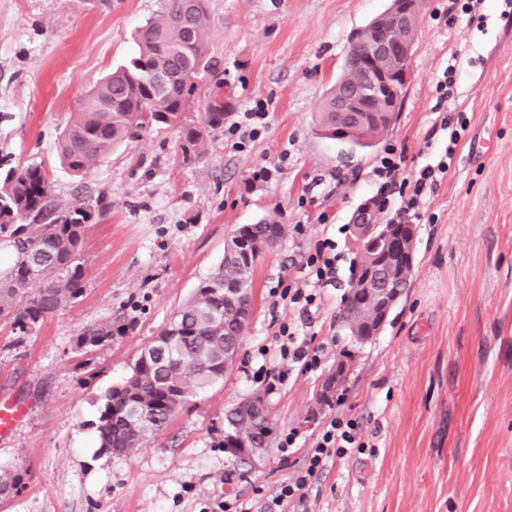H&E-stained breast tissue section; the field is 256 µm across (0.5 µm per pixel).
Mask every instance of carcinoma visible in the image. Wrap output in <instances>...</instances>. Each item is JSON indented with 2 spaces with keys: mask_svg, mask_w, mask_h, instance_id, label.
<instances>
[{
  "mask_svg": "<svg viewBox=\"0 0 512 512\" xmlns=\"http://www.w3.org/2000/svg\"><path fill=\"white\" fill-rule=\"evenodd\" d=\"M191 3V41L184 40L174 21L183 0H168L163 12L136 30L135 54L96 83L73 112L59 142V156L74 175H85L114 148L161 128L179 129L183 160L192 161L206 153L208 130L223 122L224 113L208 112L199 124L186 121L199 89L185 82V76L194 73L203 78L209 69L207 0ZM153 69L169 73L165 87L145 83L144 72ZM354 76L355 71L341 67L323 100L319 127L327 138L351 147H370L394 126L397 113L362 112L345 134H336V113L328 111V106ZM107 209L101 200L92 204L76 197L69 203L60 202L41 163L14 167L0 176V240L10 242L17 254L9 276L0 279V316L11 319L17 342L32 335L63 303L81 296L80 256L86 228ZM241 230L245 231V247L253 264L259 257L255 243L270 250L284 235L283 224L274 217L245 224ZM369 253V249H358L350 282L364 277L379 262L377 258L366 260ZM63 269L67 277L56 279ZM253 272L252 267L224 260L201 281L159 332L170 335L174 356L163 362L138 356L135 364L142 365L143 370L125 381L118 398L110 392L105 395L104 409L95 423L100 447L138 450L167 428L176 414L171 402L178 398L182 406L224 376V348H239L247 330L243 313L253 305ZM40 281L43 287L31 298L20 307L13 305L18 290ZM410 284L405 263L393 258L382 266V275L372 279L375 288H399L403 292ZM366 315V307L356 296H344L338 312L341 324L362 322ZM134 323L135 318L122 310L111 321L88 324L77 337L76 346L91 353L113 336L125 334ZM131 403L145 407L147 412L149 431L142 441L135 438L125 420V408ZM224 420L236 423L241 437L261 446L273 432V423L264 414H248L239 406L228 410Z\"/></svg>",
  "mask_w": 512,
  "mask_h": 512,
  "instance_id": "cac0c4a2",
  "label": "carcinoma"
}]
</instances>
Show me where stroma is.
<instances>
[{
	"label": "stroma",
	"mask_w": 512,
	"mask_h": 512,
	"mask_svg": "<svg viewBox=\"0 0 512 512\" xmlns=\"http://www.w3.org/2000/svg\"><path fill=\"white\" fill-rule=\"evenodd\" d=\"M388 0H208L213 73L187 115L220 107L209 150L184 161L175 128L112 152L85 178L60 165L59 137L88 89L135 52L133 34L163 0H0V171L43 163L57 196L105 198L109 210L83 241L82 295L17 342L0 318V398L26 415L0 436V466L21 471L0 512H281L273 499L303 467L324 424L356 418L365 447L309 487L308 512H512V25L507 0H482L478 21L421 0L399 117L383 144L350 149L321 135L317 116L351 40ZM457 74L447 106L462 116L454 156L417 222L412 286L372 341L352 342L336 321L355 259L351 217L376 192L370 171L385 146L407 172L443 156L435 84ZM264 103L265 119L246 112ZM268 181L249 183L255 169ZM318 195L319 206L308 205ZM276 215L277 248L254 271L253 315L223 379L180 407L167 429L129 456L100 448L94 424L107 392L222 261L241 225ZM320 237L341 256L335 285L305 334L323 345L314 370L275 390L280 323L274 306ZM135 324L95 352L76 351L87 324L120 307ZM351 369L337 398L320 394L341 357ZM261 395L275 440L242 463L224 452V413Z\"/></svg>",
	"instance_id": "1"
}]
</instances>
